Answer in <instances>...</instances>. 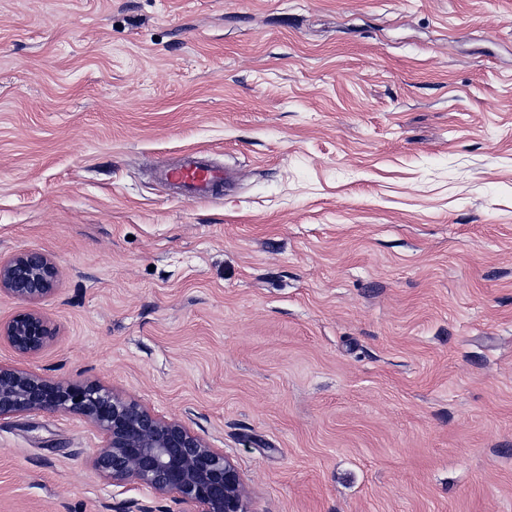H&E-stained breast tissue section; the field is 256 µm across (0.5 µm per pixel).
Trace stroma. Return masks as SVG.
I'll list each match as a JSON object with an SVG mask.
<instances>
[{
  "label": "stroma",
  "mask_w": 512,
  "mask_h": 512,
  "mask_svg": "<svg viewBox=\"0 0 512 512\" xmlns=\"http://www.w3.org/2000/svg\"><path fill=\"white\" fill-rule=\"evenodd\" d=\"M201 152L231 190L178 200ZM24 363L189 425L248 512H512V0H0ZM78 418L0 421V512H117ZM57 276V266L46 254L20 251L0 260V293L35 305L53 292ZM55 336V328L47 317L35 309H27L9 320L0 321V343H7L19 356L40 353Z\"/></svg>",
  "instance_id": "stroma-1"
}]
</instances>
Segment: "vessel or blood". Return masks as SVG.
I'll return each mask as SVG.
<instances>
[{
    "instance_id": "1",
    "label": "vessel or blood",
    "mask_w": 512,
    "mask_h": 512,
    "mask_svg": "<svg viewBox=\"0 0 512 512\" xmlns=\"http://www.w3.org/2000/svg\"><path fill=\"white\" fill-rule=\"evenodd\" d=\"M161 176L174 186L177 196L197 201L215 195L230 173L217 164L205 161L199 153L189 152L180 163L162 170Z\"/></svg>"
}]
</instances>
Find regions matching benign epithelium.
I'll list each match as a JSON object with an SVG mask.
<instances>
[{
    "instance_id": "obj_1",
    "label": "benign epithelium",
    "mask_w": 512,
    "mask_h": 512,
    "mask_svg": "<svg viewBox=\"0 0 512 512\" xmlns=\"http://www.w3.org/2000/svg\"><path fill=\"white\" fill-rule=\"evenodd\" d=\"M57 276L56 264L41 252L0 260V293L31 305L0 321V343L21 357L40 353L55 336L33 305L53 292ZM33 411L74 414L102 434L106 443L92 462L114 484L135 481L156 496L173 495L198 507L196 512H247L236 466L185 424L160 418L98 383L57 381L1 364L0 420Z\"/></svg>"
}]
</instances>
